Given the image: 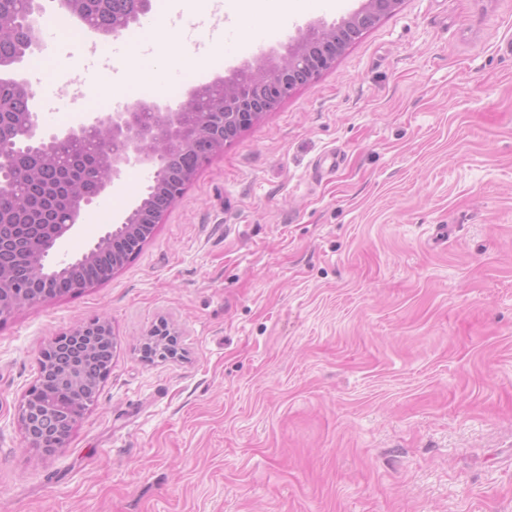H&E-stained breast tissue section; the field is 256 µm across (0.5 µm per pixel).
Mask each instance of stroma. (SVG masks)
I'll return each mask as SVG.
<instances>
[{"instance_id": "1", "label": "stroma", "mask_w": 512, "mask_h": 512, "mask_svg": "<svg viewBox=\"0 0 512 512\" xmlns=\"http://www.w3.org/2000/svg\"><path fill=\"white\" fill-rule=\"evenodd\" d=\"M360 0L272 18L236 0H151L194 42L246 45L171 108ZM35 109L66 128L83 45ZM338 153L340 164L325 162ZM128 171L63 245L81 255L146 192ZM107 316L109 375L61 449L25 446L40 352ZM179 354L146 360L160 321ZM0 512H512V0H402L330 67L204 163L110 280L0 319Z\"/></svg>"}]
</instances>
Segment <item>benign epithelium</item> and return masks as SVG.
Wrapping results in <instances>:
<instances>
[{
  "label": "benign epithelium",
  "instance_id": "1",
  "mask_svg": "<svg viewBox=\"0 0 512 512\" xmlns=\"http://www.w3.org/2000/svg\"><path fill=\"white\" fill-rule=\"evenodd\" d=\"M401 2L363 0L360 9L337 24H310L298 33L288 53L278 60L270 64L247 65L238 69L228 81L219 79L201 85L176 110L157 104L137 103L125 112H101L62 132L47 130L36 112L29 111L11 118L8 121L10 136L6 140L0 139V195L16 191L25 180L38 184L37 171L20 173L16 170L14 157L20 152L33 155L43 168L56 172L67 168V164L54 152V144L58 140L78 145L94 143L101 156L102 171L93 192L89 194L84 193L75 180L68 185L49 180L41 186L40 192L47 200L49 209L40 214L26 213L32 238L24 254L31 269V278L28 283L19 284L8 270L0 266V316H7L37 299L51 298L48 289L53 284L48 269L54 265L61 270H70L81 264L99 263L104 267L101 281L110 280L126 262L115 245L123 243L136 250L143 246L145 238L150 236L142 226L143 217L153 209L156 197L169 192L171 196L168 202L174 203L197 174L195 169L184 172L180 175L181 182L172 183L169 172L172 155L195 150L202 153V161H207L263 113L272 110L294 88L315 79L328 68L346 48L343 32L364 28L382 15L394 11ZM88 3L89 0H59L61 7L80 18L92 30L118 36L127 28L128 23L124 20L108 28L99 26L86 8ZM25 5L23 17L17 20L0 18V32L6 28L11 30L16 43L22 46L21 52L29 53L40 46L38 27L32 17L42 9L39 8V0H25ZM17 63L18 60L14 58L0 57V87L10 85L31 97L34 92L30 86L14 75ZM141 167L154 169L146 197L108 225L105 233L80 257L55 259L57 247L76 230L87 208L108 187L121 180L124 173ZM50 216L54 217L53 224L58 231L52 240L45 242L40 238L39 227ZM110 335L112 325L105 317L79 323L66 332L68 337H88L89 346L94 338ZM176 335L177 331L162 322L149 332L144 345L156 348V355L160 357H173L176 349H164L167 344L165 337ZM59 346V338L52 339L40 353L38 363L41 368L57 370L64 397L49 399L34 407L27 393L18 417L25 445L44 456L55 454L65 436L48 444L33 433V422L40 423L44 428L71 418L72 402L83 398L87 391L82 375L76 374L72 366H64L53 358V352Z\"/></svg>",
  "mask_w": 512,
  "mask_h": 512
}]
</instances>
